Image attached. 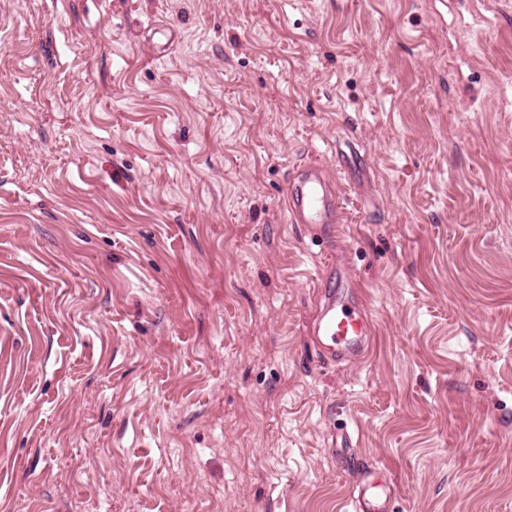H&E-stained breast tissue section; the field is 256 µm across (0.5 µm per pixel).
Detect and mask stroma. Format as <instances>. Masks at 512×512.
<instances>
[{
  "instance_id": "35a3bbf8",
  "label": "stroma",
  "mask_w": 512,
  "mask_h": 512,
  "mask_svg": "<svg viewBox=\"0 0 512 512\" xmlns=\"http://www.w3.org/2000/svg\"><path fill=\"white\" fill-rule=\"evenodd\" d=\"M351 180L327 242L296 167ZM373 319L310 338L331 261ZM512 512V0H0V512ZM358 494L352 499V512H381L385 510V504L389 492L382 485H376L371 474H365L358 482ZM373 491H370L372 490Z\"/></svg>"
}]
</instances>
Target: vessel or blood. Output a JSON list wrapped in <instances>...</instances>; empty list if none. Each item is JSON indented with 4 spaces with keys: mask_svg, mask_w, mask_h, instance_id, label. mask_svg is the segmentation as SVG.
Listing matches in <instances>:
<instances>
[{
    "mask_svg": "<svg viewBox=\"0 0 512 512\" xmlns=\"http://www.w3.org/2000/svg\"><path fill=\"white\" fill-rule=\"evenodd\" d=\"M286 201L291 223L306 225L311 234H323L342 222L339 191L319 165L307 164L296 171L288 182ZM327 279L312 327L318 355L331 363L359 358L368 346L370 314L346 269L329 268ZM357 487L353 512H384L389 497L384 486L366 475Z\"/></svg>",
    "mask_w": 512,
    "mask_h": 512,
    "instance_id": "1",
    "label": "vessel or blood"
}]
</instances>
